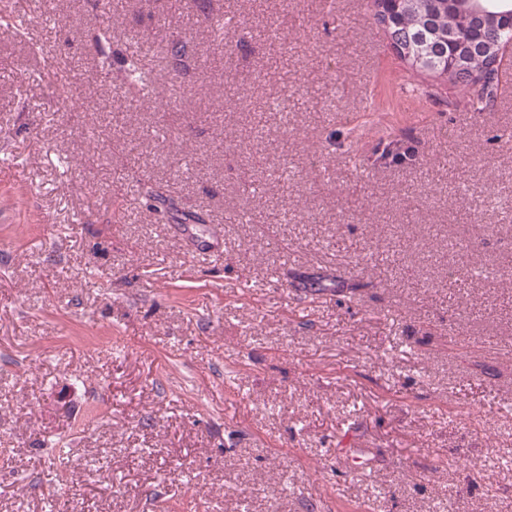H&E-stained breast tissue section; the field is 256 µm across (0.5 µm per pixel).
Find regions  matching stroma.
Wrapping results in <instances>:
<instances>
[{"label": "stroma", "instance_id": "stroma-1", "mask_svg": "<svg viewBox=\"0 0 512 512\" xmlns=\"http://www.w3.org/2000/svg\"><path fill=\"white\" fill-rule=\"evenodd\" d=\"M213 12L276 36L217 46L195 0H55L49 26L0 27V512H512V68L478 117L451 85L426 96L370 0ZM133 39L149 106L121 87ZM46 48L83 62L72 100L40 79ZM117 113L137 157L92 162ZM160 130L210 163L172 174ZM392 140L416 161L382 158ZM158 184L180 222L148 211ZM455 239L487 279L453 275ZM336 270L342 291L298 294Z\"/></svg>", "mask_w": 512, "mask_h": 512}]
</instances>
